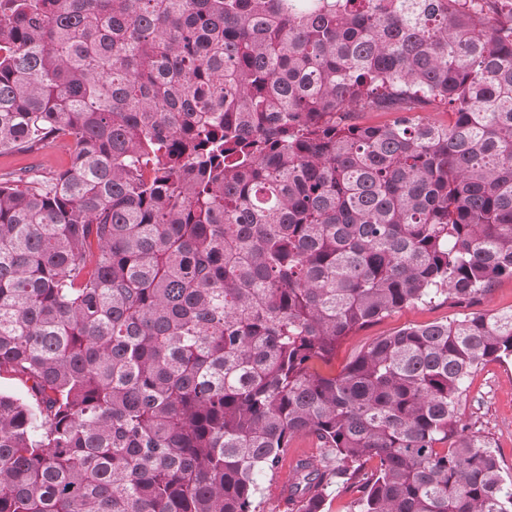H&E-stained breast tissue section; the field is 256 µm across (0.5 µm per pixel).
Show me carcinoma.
<instances>
[{"instance_id": "cac0c4a2", "label": "carcinoma", "mask_w": 512, "mask_h": 512, "mask_svg": "<svg viewBox=\"0 0 512 512\" xmlns=\"http://www.w3.org/2000/svg\"><path fill=\"white\" fill-rule=\"evenodd\" d=\"M57 141L0 174V512H259L299 434L290 512H512L457 414L512 309L321 372L512 277V0H0V154ZM69 152L65 143L58 141V145L47 151H35L24 155H0V173L11 172L20 168L38 167L44 174H53L67 166ZM512 309V278L505 277L491 287L487 295L470 307H461L441 297L431 304H412L345 336L336 347V354L328 365L322 366L325 374H340L356 356L375 340L390 336L400 329L427 325L434 322L460 319L464 314L495 312ZM318 441L311 435H299L292 439L278 470L272 475L264 474L261 477L262 504L260 512H289L285 499L281 497L282 485L288 483L292 476L291 464L301 456L317 455Z\"/></svg>"}]
</instances>
